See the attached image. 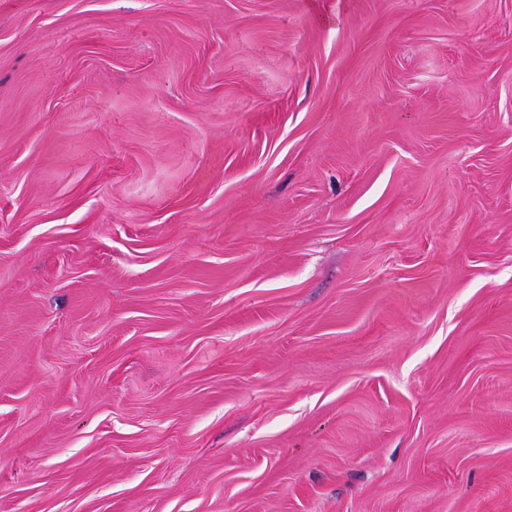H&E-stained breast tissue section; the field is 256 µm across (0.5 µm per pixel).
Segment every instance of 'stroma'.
<instances>
[{
    "label": "stroma",
    "mask_w": 512,
    "mask_h": 512,
    "mask_svg": "<svg viewBox=\"0 0 512 512\" xmlns=\"http://www.w3.org/2000/svg\"><path fill=\"white\" fill-rule=\"evenodd\" d=\"M0 512H512V0H0Z\"/></svg>",
    "instance_id": "obj_1"
}]
</instances>
